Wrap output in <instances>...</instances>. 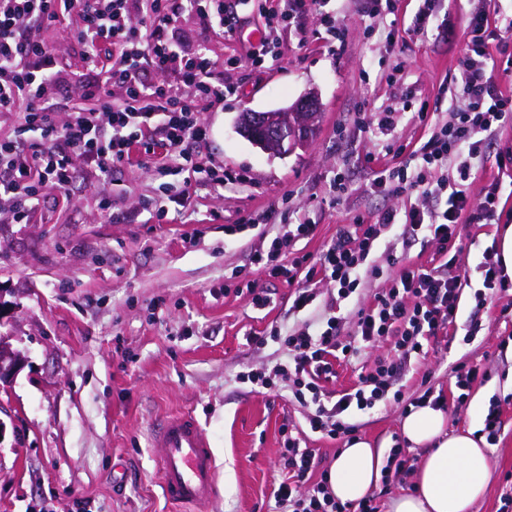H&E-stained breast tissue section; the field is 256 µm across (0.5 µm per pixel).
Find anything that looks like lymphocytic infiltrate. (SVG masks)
<instances>
[{"mask_svg": "<svg viewBox=\"0 0 512 512\" xmlns=\"http://www.w3.org/2000/svg\"><path fill=\"white\" fill-rule=\"evenodd\" d=\"M326 2L278 0L277 7L261 8L264 30L259 42L220 61L187 38L179 24L183 17L196 16L234 37L246 0H0V114L18 118L14 136L0 139V200L10 203L13 223H27L41 203L42 185H70L77 155L95 178L106 183L135 155L160 152L165 158L162 171L202 175L204 183L219 193L237 186L238 178L223 168H205L198 161L195 149L206 141L208 128L185 94L190 91L196 98L220 103L238 98L235 69L245 60L257 69L277 66L281 33L296 17L312 16L327 44H334L344 16L325 11ZM69 13L81 19L75 39L83 48L86 71L78 82L57 67L39 36L40 29ZM464 33L455 76L466 100L464 108L453 112L448 122L430 127L414 145H399L404 162L380 166L373 180L382 191L414 194L422 203L441 199L444 207L426 209L421 203L403 211L385 210L371 224L356 219L337 231L316 256L298 248L313 235L314 225L284 224L251 258L268 278L294 286V312L313 307L318 298L315 284L331 287L324 311L314 322L287 335L273 330L268 337H257L260 345L268 339L280 343L284 360L237 376L257 393L287 388L291 399L306 408L311 432L332 439L354 438L359 430L355 413L401 399V392L392 389L393 381L409 372L412 358L425 346L456 338L460 297L468 284L458 226L499 219L503 180L512 179L508 151L496 157L498 176L479 197L466 189L474 160L482 158L487 141L512 120V96L503 91L489 51V41L497 35L489 8L474 7L464 18ZM106 43L120 56L107 88L94 78ZM75 82L95 104L73 110L66 123H58L54 95ZM116 86L124 92L118 101L112 98ZM421 236L435 245L431 265L401 266L391 256L381 268L370 259L380 242H387L393 253L398 242ZM367 276L385 277L388 286L357 308L355 331L343 336L338 312L358 294ZM387 342L396 359L376 360L371 372L342 393L324 390L322 382L335 376L337 364ZM453 373L454 395L436 392L424 378L408 398L410 405L460 408L485 373L467 360L456 362ZM281 433L280 461L287 477L273 493L277 512H377L368 500L356 505L336 501L326 476L319 473L322 457L315 449L301 447L289 428Z\"/></svg>", "mask_w": 512, "mask_h": 512, "instance_id": "1", "label": "lymphocytic infiltrate"}]
</instances>
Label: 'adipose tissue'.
<instances>
[{"instance_id":"1","label":"adipose tissue","mask_w":512,"mask_h":512,"mask_svg":"<svg viewBox=\"0 0 512 512\" xmlns=\"http://www.w3.org/2000/svg\"><path fill=\"white\" fill-rule=\"evenodd\" d=\"M445 409L414 408L403 422L406 440L425 447L414 473V490L396 498L391 512H472L485 494L490 475L487 451L471 433L448 434ZM382 449L355 440L336 458L329 474L331 493L341 502L359 503L377 486Z\"/></svg>"}]
</instances>
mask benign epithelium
I'll return each instance as SVG.
<instances>
[{"mask_svg": "<svg viewBox=\"0 0 512 512\" xmlns=\"http://www.w3.org/2000/svg\"><path fill=\"white\" fill-rule=\"evenodd\" d=\"M321 102L314 93L305 94L286 108L280 118L266 114H254L237 123L238 132L253 145L277 156L282 145L291 142L294 147H305L311 141V130L319 119ZM18 358L0 344V382L15 373Z\"/></svg>", "mask_w": 512, "mask_h": 512, "instance_id": "benign-epithelium-1", "label": "benign epithelium"}]
</instances>
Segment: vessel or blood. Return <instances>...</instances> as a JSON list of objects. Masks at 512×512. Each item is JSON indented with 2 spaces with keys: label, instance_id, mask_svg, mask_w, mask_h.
I'll return each mask as SVG.
<instances>
[{
  "label": "vessel or blood",
  "instance_id": "b4317fda",
  "mask_svg": "<svg viewBox=\"0 0 512 512\" xmlns=\"http://www.w3.org/2000/svg\"><path fill=\"white\" fill-rule=\"evenodd\" d=\"M155 461L164 498L180 512L212 499L218 489L211 443L194 414L162 418L154 427Z\"/></svg>",
  "mask_w": 512,
  "mask_h": 512
}]
</instances>
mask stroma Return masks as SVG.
Returning <instances> with one entry per match:
<instances>
[{
    "mask_svg": "<svg viewBox=\"0 0 512 512\" xmlns=\"http://www.w3.org/2000/svg\"><path fill=\"white\" fill-rule=\"evenodd\" d=\"M421 5L400 0L391 14L375 12L372 0H344L345 29L331 50L316 21L303 17L282 35L279 68L241 64L237 100H196L209 128L198 159L241 174L236 192L187 186L179 174L160 178L157 158L146 155L104 185L78 159L67 188L42 186L28 223L0 213V341L21 359L11 381L0 384V512H174L153 474L159 450L150 430L158 416L181 411L202 422L218 469V495L197 512H268L286 476L281 427L303 423L306 410L287 396L250 391L237 375L284 354L280 344L258 345L255 337L275 326L296 329L304 317L289 310L292 287L268 279L250 257L283 224L315 225L305 247L315 255L354 217L372 221L417 204L414 195L372 191L367 159L398 165L386 146L421 135L419 110L441 124L463 107L453 77L463 20L475 2L432 0L433 18L418 32ZM79 23L70 14L42 33L59 65L76 75L84 63L70 33ZM308 92L318 95L322 114L307 147L277 157L237 133L240 112L283 108ZM388 108L399 111L392 136L372 133ZM340 171L351 189L339 199L330 184ZM166 182L187 186L190 199L160 220L154 201ZM247 214L260 218L258 229L225 234V225ZM498 231L495 223L462 225L470 283L462 290L458 337L428 350L414 361L413 375L394 381L408 395L426 372L447 391L454 362L486 370L473 389L500 406L504 428L487 448L491 477L475 512H499L501 494L512 486V341L503 340L512 323L501 314L512 289L480 309L474 300L478 264ZM249 280L268 289L269 309L254 310L242 294ZM475 315L483 329L468 343ZM406 408L390 400L362 415L359 439L391 451L403 441Z\"/></svg>",
    "mask_w": 512,
    "mask_h": 512,
    "instance_id": "obj_1",
    "label": "stroma"
}]
</instances>
